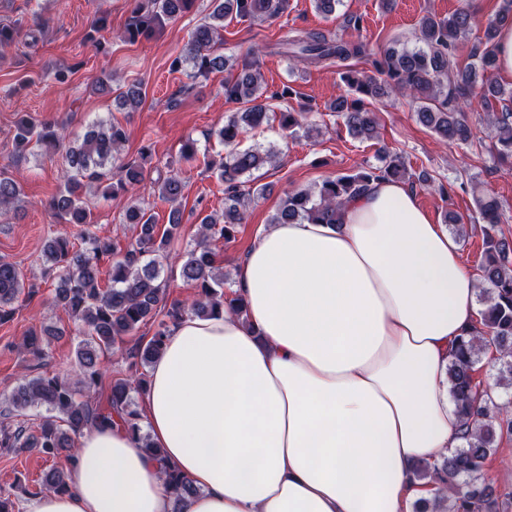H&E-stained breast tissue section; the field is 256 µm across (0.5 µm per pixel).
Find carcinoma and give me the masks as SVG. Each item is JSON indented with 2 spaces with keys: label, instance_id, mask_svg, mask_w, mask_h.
Segmentation results:
<instances>
[{
  "label": "carcinoma",
  "instance_id": "carcinoma-1",
  "mask_svg": "<svg viewBox=\"0 0 512 512\" xmlns=\"http://www.w3.org/2000/svg\"><path fill=\"white\" fill-rule=\"evenodd\" d=\"M216 6L192 31L182 50L172 59L171 69L193 68L189 77H207L225 69H240L237 77L224 81V96L243 105L240 112L224 123L218 137L229 152L218 166V177L224 182V211L200 221V240L185 254L180 269L182 278L198 289V298L190 308L181 303L167 304L160 281L163 261L169 258V247L180 233V210L175 203L183 195L184 184L174 173L158 176L145 184L140 166H120V178L107 177L105 168L116 159L126 141L121 123L100 119L91 124L82 138L63 147V135L56 122L36 123L23 115L16 123L15 153L23 155L35 146L47 151L65 149L63 188L49 202V207L71 224L90 223V213L82 200L86 188L95 187L105 198L134 191L174 205L169 224L158 230L155 216L145 199L134 198L126 208V222L137 235L135 245L122 254L107 238L86 232L82 246L66 233L55 235L44 249L47 272L55 274L54 302L79 326L83 339L76 350V379L42 371L19 384L11 394L9 414L18 417L34 406L46 409L47 416L38 421L23 420L0 425V450L20 453L35 450L46 459L63 455L72 460L77 441L84 431L112 425L119 419L127 429L149 447L148 435L142 433L141 416L135 397L141 396L147 383V367L162 354L171 325L191 314L209 318L222 314L224 306L240 313V298L224 297V274L216 266V254L209 239L214 235L230 240L235 226L245 220L248 201L262 195L264 187L243 189L241 177L271 162L272 154L257 149L238 147L241 131L263 126L269 120V101L292 94L291 87L268 92L261 86L260 74L251 56L242 62L222 54H214L221 38L224 21L237 19L263 24L278 19L288 8V0H214ZM195 0H131V16L124 36L129 41L149 37L163 29L166 21L190 11ZM473 19L471 0L447 16L427 13L417 25L420 46L409 49L390 47L379 54L370 52L361 38L345 39L316 30L290 29L279 40L284 53L314 67H343L341 81L349 94L338 97L330 106L343 121L348 133L361 140H373L378 133V115L368 108L364 98L379 99L388 89L398 90L411 98L417 121L445 141L469 142L472 132L466 109L474 99L492 116L497 130L493 151L497 156L512 154V88L494 80L497 68L495 39L499 28L512 25V0H505L499 13L490 19L484 40L471 45L469 55L476 62L466 69L457 66V56ZM361 60L372 71L384 76L379 81L365 71L351 68L350 61ZM121 106L137 109L142 103L141 87L132 84L118 95ZM503 112H495L496 105ZM279 121L293 133L302 130L306 137L319 132L303 113L284 111ZM380 165L361 167L349 174L324 179L311 190L290 192L272 219L274 224H339L344 204L362 195L371 182L380 179L414 185L437 187L441 197L451 200L443 184L427 172H411L405 159L382 150ZM21 188L13 179L0 173V211L5 213L19 200ZM483 229V257L479 267L483 309L477 335L459 340L448 364L450 394L458 406L463 425L462 444L450 455L432 463H420L413 477L418 481L448 486V495L429 503L419 501L415 512H500L499 497L487 477L488 460L497 439L512 435V399L500 404L491 397H480L475 364L488 347L498 353L496 386L508 381L512 385V238L498 232L503 213L497 200L489 197L477 201ZM109 262L110 286L101 287V262ZM24 294V281L17 266L0 259V322L12 319L15 303ZM159 321L149 339L139 338L127 352L128 375L112 381L108 404L94 400V393L107 371L109 356L123 350L126 338L151 322L159 311ZM47 330L23 338L19 349L39 360L44 356L43 337ZM73 481L72 468L53 467L42 481L44 489L66 492ZM166 486L173 497V512H181L182 499L195 488L174 468L165 469Z\"/></svg>",
  "mask_w": 512,
  "mask_h": 512
}]
</instances>
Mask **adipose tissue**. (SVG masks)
Wrapping results in <instances>:
<instances>
[{"instance_id":"ef3b65f1","label":"adipose tissue","mask_w":512,"mask_h":512,"mask_svg":"<svg viewBox=\"0 0 512 512\" xmlns=\"http://www.w3.org/2000/svg\"><path fill=\"white\" fill-rule=\"evenodd\" d=\"M461 249L406 185L373 182L339 224H276L239 258L244 314L184 317L140 399L153 445L81 437L74 483L30 512H412L413 468L460 444L448 363L478 326ZM165 482L170 495L173 497V512H181L182 499L192 494L195 488L176 469L170 467L165 469Z\"/></svg>"}]
</instances>
